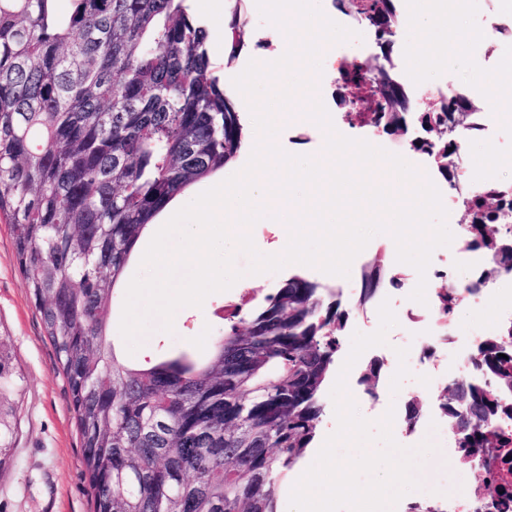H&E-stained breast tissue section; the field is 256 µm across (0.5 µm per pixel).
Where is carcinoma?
<instances>
[{"label": "carcinoma", "mask_w": 512, "mask_h": 512, "mask_svg": "<svg viewBox=\"0 0 512 512\" xmlns=\"http://www.w3.org/2000/svg\"><path fill=\"white\" fill-rule=\"evenodd\" d=\"M0 0V217L34 306L66 377L82 438L94 512H281L275 489L313 447L323 398L349 312L335 292L302 275L265 302L228 311L224 338L199 363L174 353L150 368L118 361L109 340L113 291L148 225L191 185L224 169L246 146L238 101L224 89L203 22L188 0ZM225 51L244 45L242 0H227ZM397 26L393 0H337ZM387 75L342 67L337 83L353 121L398 135L406 113L382 105ZM482 105L467 101L462 136L477 133ZM435 131L414 142L450 183L459 146L436 131L448 113H418ZM468 248L488 267L463 288L441 289L446 318L464 294L512 272V211L493 185L463 199ZM480 380L443 383L440 411L454 424L459 461L508 467L512 440V323L485 342ZM381 364L361 376L374 394ZM13 386L0 346V393ZM13 420L0 425V467L12 455ZM505 512L512 485L486 483Z\"/></svg>", "instance_id": "cac0c4a2"}]
</instances>
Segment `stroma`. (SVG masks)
Instances as JSON below:
<instances>
[{"mask_svg": "<svg viewBox=\"0 0 512 512\" xmlns=\"http://www.w3.org/2000/svg\"><path fill=\"white\" fill-rule=\"evenodd\" d=\"M205 2L191 0V5L208 29L209 55L220 69L226 90H233V78L250 60L261 61L268 55L285 53V36L275 34L260 13L254 11L250 0H243L241 7L247 21L244 48L236 57H228L224 49V0H216L211 9L206 8ZM502 41L499 32L485 27L483 0H473L456 29H449L442 21L426 28L414 22L400 29L392 54L397 57L408 46L427 45L434 55L424 83L450 81L462 86L479 64L495 61ZM324 142L322 129L311 122L284 123L277 136L278 145L296 155L323 156ZM377 259L386 270L399 274L402 281H409L414 273L412 266L397 262L395 242L384 233L374 236L356 256L345 278L300 264L288 265L276 273L251 275L247 272L249 258L236 255L234 264L243 270L244 276L230 289L209 295L202 307L176 313L173 333L162 331L159 319H151L136 353H128L122 336L113 335L114 350L121 361L138 368L152 366L181 350L191 352L197 359H206L213 340L224 333L225 304L243 298L254 305L262 303L294 273L337 288L358 289L364 269ZM411 326L410 320L400 319L390 330L391 341L367 349L349 371L347 387L362 417L378 419L391 407L403 412L409 398L407 391L394 394L382 384L370 396L359 386L358 377L372 357L388 358L395 348L394 337L407 335ZM0 337L11 350L18 381L10 399L16 414L12 462L0 469V512H93L81 436L68 386L57 369L54 349L18 267L10 227L4 223H0Z\"/></svg>", "mask_w": 512, "mask_h": 512, "instance_id": "35a3bbf8", "label": "stroma"}]
</instances>
